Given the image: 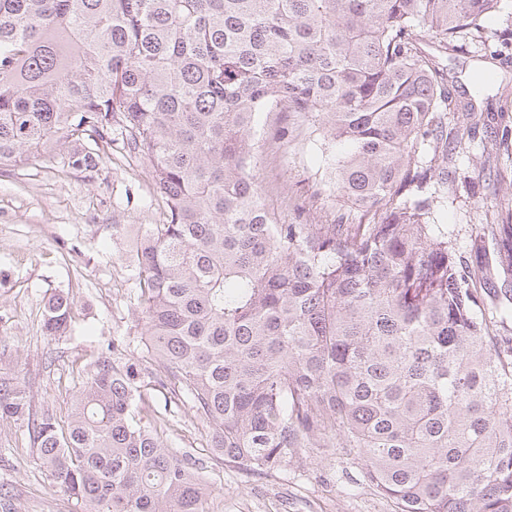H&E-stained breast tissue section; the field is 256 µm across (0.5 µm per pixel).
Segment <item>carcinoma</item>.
<instances>
[{"label": "carcinoma", "instance_id": "cac0c4a2", "mask_svg": "<svg viewBox=\"0 0 512 512\" xmlns=\"http://www.w3.org/2000/svg\"><path fill=\"white\" fill-rule=\"evenodd\" d=\"M500 0H0V165L112 152L165 203L136 244L157 386L191 402L210 452L268 475L341 448L397 512H512V339L490 335L468 263L432 224L462 138L435 56L484 45ZM296 112L345 145L326 184L358 224H284L264 205L252 129ZM512 316V224L495 225ZM67 292L43 332L71 328ZM145 369L112 346L77 370L67 419L33 414L0 370V419L28 422L51 482L87 512H206L204 460L134 402Z\"/></svg>", "mask_w": 512, "mask_h": 512}]
</instances>
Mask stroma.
<instances>
[{
    "label": "stroma",
    "mask_w": 512,
    "mask_h": 512,
    "mask_svg": "<svg viewBox=\"0 0 512 512\" xmlns=\"http://www.w3.org/2000/svg\"><path fill=\"white\" fill-rule=\"evenodd\" d=\"M483 52L466 49L441 55L474 100L475 111H452L449 126L465 132L463 149L448 176V206L439 223L453 233L457 254L469 256L476 224H498L512 205V155L499 148L503 130L512 131V0L485 21ZM496 73L479 87L478 70ZM284 140H276L280 129ZM256 177L282 223H295L296 206L320 198L306 214L313 224L337 223L347 207L322 194L320 140L312 125L284 110L258 114ZM164 202L148 170L100 158L96 168L75 171L54 154L22 167H0V346L5 367L25 379L35 409L66 415L74 392L70 372L122 344L126 359L141 362L144 321L134 294L133 255L140 227L162 220ZM121 225L113 233V225ZM59 291L75 302V321L66 336H44L48 298ZM142 390L155 409L166 410V439L206 461L212 492L206 512H395L365 477L362 461L338 448H306L288 466L263 478H248L211 456L207 430L189 404L167 403L165 391L142 377ZM0 512H86L76 498L55 488L40 468L27 426L0 420Z\"/></svg>",
    "instance_id": "stroma-1"
}]
</instances>
